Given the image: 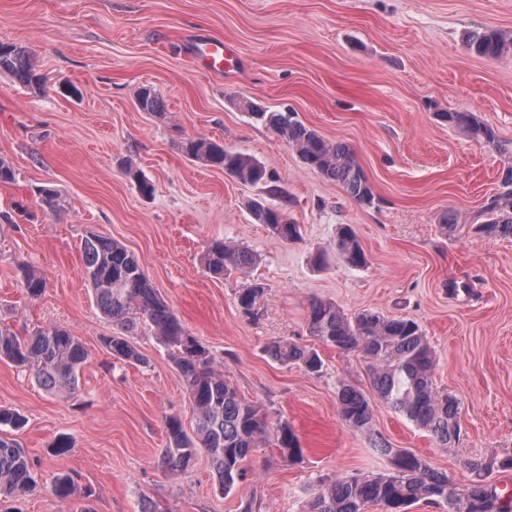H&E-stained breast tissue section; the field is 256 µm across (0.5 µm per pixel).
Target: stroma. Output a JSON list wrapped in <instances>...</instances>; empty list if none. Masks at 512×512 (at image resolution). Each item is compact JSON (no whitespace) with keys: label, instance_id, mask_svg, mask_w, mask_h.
<instances>
[{"label":"stroma","instance_id":"stroma-1","mask_svg":"<svg viewBox=\"0 0 512 512\" xmlns=\"http://www.w3.org/2000/svg\"><path fill=\"white\" fill-rule=\"evenodd\" d=\"M512 32V0H0V43L29 49L46 87L35 92L0 74V157L14 184L0 185V319L30 333L70 330L90 357L79 391L50 393L28 372L0 361V407L21 413L12 431L38 475L37 490L0 497V512H304L319 481L355 472L388 473L366 434L347 427L340 382L371 392L360 355L320 344L307 329L309 304L329 299L347 316L366 310L415 321L435 352L434 379L459 402L461 441L439 445L381 402L373 428L445 472L472 479L465 462L512 452V238L474 234L485 223L512 157L448 126L442 113L471 111L512 146V51L471 54L466 32ZM235 49L231 71L197 63L196 39ZM163 100L162 115L139 111L142 88ZM296 113L329 141L346 143L371 183L364 205L308 168L241 100ZM223 141L259 160L275 178V202L299 224L282 240L255 223L248 204L262 187L191 160L189 137ZM154 191L141 194L132 172ZM61 192L50 216L36 191ZM457 227L445 232L442 219ZM350 225L367 264L336 254ZM133 253L213 368L270 420H287L303 458L284 462L263 444L228 494L205 454L186 469L161 464L165 419L193 431L195 414L166 346L139 334L142 362L116 359L100 339L115 327L83 276L89 234ZM248 250L253 266L214 278L205 267L213 240ZM26 261L46 281L29 299L15 271ZM469 281L470 294H451ZM265 287L256 317L237 292ZM286 338L318 350L312 374L272 360L265 348ZM73 448L54 454L58 436ZM74 475L67 500L49 489Z\"/></svg>","mask_w":512,"mask_h":512}]
</instances>
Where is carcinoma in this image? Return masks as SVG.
<instances>
[{
  "label": "carcinoma",
  "mask_w": 512,
  "mask_h": 512,
  "mask_svg": "<svg viewBox=\"0 0 512 512\" xmlns=\"http://www.w3.org/2000/svg\"><path fill=\"white\" fill-rule=\"evenodd\" d=\"M467 50L485 58H496L512 48V36L492 27L467 34ZM24 88L42 89V75L35 58L23 47L0 44V73ZM241 109L256 122L273 130L303 163L321 175L338 182L344 191L362 204L374 200V191L350 147L343 142H329L306 126L294 112H270L250 100ZM442 118L471 138L503 149L495 130L481 122L473 112H444ZM181 152L192 160L222 169L253 185L273 182L266 168L254 157L205 137H190L180 144ZM56 189L38 191L40 208L54 215L63 205L54 203ZM254 220L264 224L286 241L300 237V227L291 221L282 224V207L266 201L250 204ZM487 221L475 232L504 238L512 237V165L508 166L498 193L485 208ZM336 251L347 265L366 264L365 251L357 234L348 225L341 227ZM83 274L92 289L97 307L112 320L120 334L101 339L112 356L127 361H141L129 337L150 329L172 354L184 384L188 400L196 414L193 435L184 430L176 416L166 418L167 448L161 463L172 469L190 465L203 452L217 474L221 490L228 493L246 478V461L259 445L268 442L279 449L284 461L298 462L303 449L292 426L286 421L273 424L255 404L245 400L230 379L212 367L209 350L191 336L170 306L159 296L144 275L138 259L119 243L92 234L82 245ZM252 264L251 254L232 249L220 239L208 249L207 268L215 277L229 268ZM23 287L35 299L44 291V280L29 265L18 263ZM264 287L256 283L240 289L237 304L243 313L257 316V303ZM309 333L341 353L357 352L371 375L378 400L428 432L442 446L458 443L461 428L457 423V399L438 389L433 379L434 354L418 324L409 319L387 317L364 311L353 318L329 300L316 299L309 305ZM269 356L284 365H295L310 373L321 371L319 354L285 339L268 344ZM89 359V352L79 337L68 330L47 325L31 334L0 325V361L27 368L47 391L78 392L79 374ZM339 415L350 428L371 431L373 405L360 389L342 383L337 392ZM373 448L389 460L387 475L350 474L320 486L306 512H366L376 506L379 512H409L421 500L442 503L448 512H501V494L485 481L488 471H511L512 453L493 459L471 458L468 468L475 475L465 488H459L448 474L432 468L415 453L394 448L382 437L372 439ZM38 481L24 450L17 440L0 432V495L27 493ZM75 481L68 474L51 482L54 496L65 499L74 492Z\"/></svg>",
  "instance_id": "carcinoma-1"
}]
</instances>
